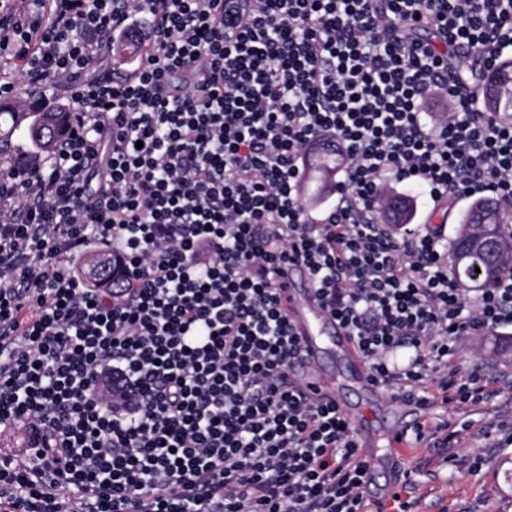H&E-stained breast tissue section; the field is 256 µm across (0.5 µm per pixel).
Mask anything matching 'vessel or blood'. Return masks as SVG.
I'll return each instance as SVG.
<instances>
[{"label": "vessel or blood", "instance_id": "b4317fda", "mask_svg": "<svg viewBox=\"0 0 512 512\" xmlns=\"http://www.w3.org/2000/svg\"><path fill=\"white\" fill-rule=\"evenodd\" d=\"M286 285L284 295L288 320L297 335L302 356L294 365L295 382L301 391L313 397L343 404L341 385L336 378L323 374L319 361L325 352L336 353L350 368L354 383L359 385L375 403L388 406L403 405L404 417L386 433L387 449L377 452V431L370 421L354 419L355 441L370 472L384 470V484L370 483V496H390L399 488L402 474L399 463L405 453V435L423 419L424 408L418 403L400 401L393 392L376 384L370 377L365 361L347 329L327 313L312 287L309 275L302 264L292 263L284 270Z\"/></svg>", "mask_w": 512, "mask_h": 512}]
</instances>
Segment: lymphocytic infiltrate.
I'll use <instances>...</instances> for the list:
<instances>
[{"instance_id": "obj_1", "label": "lymphocytic infiltrate", "mask_w": 512, "mask_h": 512, "mask_svg": "<svg viewBox=\"0 0 512 512\" xmlns=\"http://www.w3.org/2000/svg\"><path fill=\"white\" fill-rule=\"evenodd\" d=\"M133 33L143 60L105 69ZM452 46L492 68L512 0H0V96L21 79L70 100L52 151L0 164V433L26 431L0 512H366L351 420L287 382L290 261L377 384L499 394L455 359L512 330V271L457 287L432 217L512 211V122L480 110ZM328 140L347 166L312 216L302 154ZM392 184L430 219L382 222ZM93 251L110 287L79 271Z\"/></svg>"}]
</instances>
